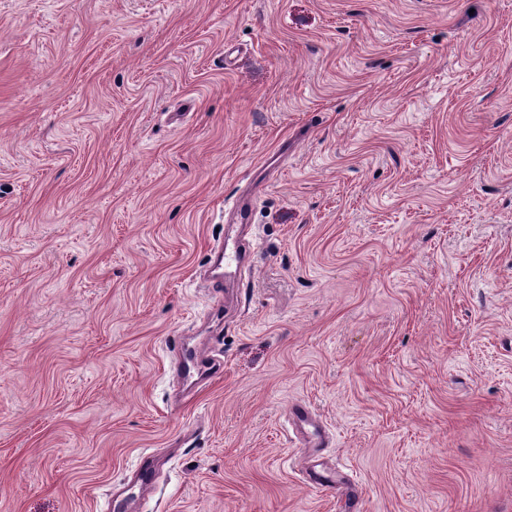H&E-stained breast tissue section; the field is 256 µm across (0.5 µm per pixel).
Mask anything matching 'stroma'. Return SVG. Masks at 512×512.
Masks as SVG:
<instances>
[{"label": "stroma", "mask_w": 512, "mask_h": 512, "mask_svg": "<svg viewBox=\"0 0 512 512\" xmlns=\"http://www.w3.org/2000/svg\"><path fill=\"white\" fill-rule=\"evenodd\" d=\"M118 489L512 512V0H0V512ZM247 250L251 251L250 245L235 243L230 247L228 243L220 244L213 251L212 263V284L213 286H222L224 279L235 273L242 262V254ZM181 359L183 360L182 372L191 383L203 376H215L220 374L224 369L223 360L213 357L211 360H208L207 363L198 362L187 350L183 351Z\"/></svg>", "instance_id": "stroma-1"}]
</instances>
